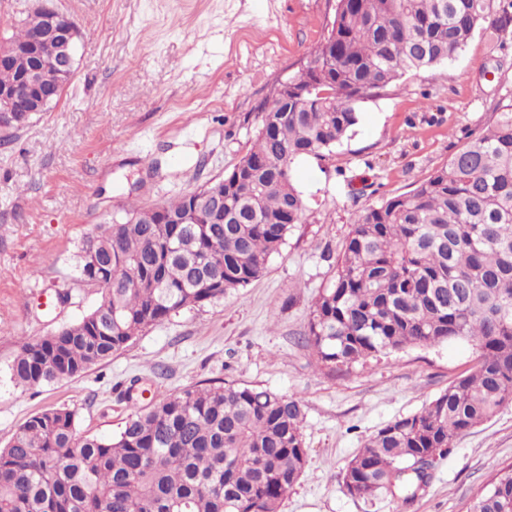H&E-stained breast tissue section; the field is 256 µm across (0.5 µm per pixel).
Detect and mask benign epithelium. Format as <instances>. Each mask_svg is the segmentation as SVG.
I'll use <instances>...</instances> for the list:
<instances>
[{"mask_svg":"<svg viewBox=\"0 0 512 512\" xmlns=\"http://www.w3.org/2000/svg\"><path fill=\"white\" fill-rule=\"evenodd\" d=\"M34 11L42 16L44 25L33 31L28 42L22 46L1 41L0 65L9 63L16 56L27 55L43 41L53 39L58 47L54 64L60 71L62 81L56 89L43 93L36 70L32 69L23 73L15 84L0 88V131L6 134L27 125L31 114L35 112L34 102L39 100L48 104L61 98L75 74L76 47L81 37L77 23L49 5V0H37Z\"/></svg>","mask_w":512,"mask_h":512,"instance_id":"7a95c632","label":"benign epithelium"}]
</instances>
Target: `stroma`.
<instances>
[{
    "mask_svg": "<svg viewBox=\"0 0 512 512\" xmlns=\"http://www.w3.org/2000/svg\"><path fill=\"white\" fill-rule=\"evenodd\" d=\"M82 31L61 100L0 137V448L31 416L75 414L110 437L132 411L129 385L165 396L232 382L300 398L309 450L279 512H466L512 464V404L458 437L410 504L348 495L339 474L390 421L419 411L476 362L464 341L409 348L329 371L299 336L331 277L352 217L413 189L468 133L512 104V28L477 30L451 63L403 78L359 105V122L322 160L296 161L307 208L265 275L224 300L147 328L80 376L17 384L23 343L79 322L102 300L80 249L129 203L152 207L232 170L256 139L258 110L303 69L336 0H53Z\"/></svg>",
    "mask_w": 512,
    "mask_h": 512,
    "instance_id": "obj_1",
    "label": "stroma"
}]
</instances>
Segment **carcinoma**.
<instances>
[{
    "label": "carcinoma",
    "mask_w": 512,
    "mask_h": 512,
    "mask_svg": "<svg viewBox=\"0 0 512 512\" xmlns=\"http://www.w3.org/2000/svg\"><path fill=\"white\" fill-rule=\"evenodd\" d=\"M337 0L324 42L296 92L260 109L257 140L224 175L222 222L210 200L183 195L87 238L80 276L100 306L38 342L11 366L20 384L74 377L185 308L260 279L306 222L295 160L332 152L358 105L408 73L452 60L477 29L512 25V0ZM181 217L189 224H163ZM466 340L472 371L420 411L380 428L340 473L359 499L408 503L437 455L512 403V105L417 187L357 214L304 342L334 370L408 347ZM301 400L233 383L189 386L138 408L114 437L80 436L74 413L29 418L0 448V512H278L303 476ZM467 512H512V466Z\"/></svg>",
    "instance_id": "1"
}]
</instances>
